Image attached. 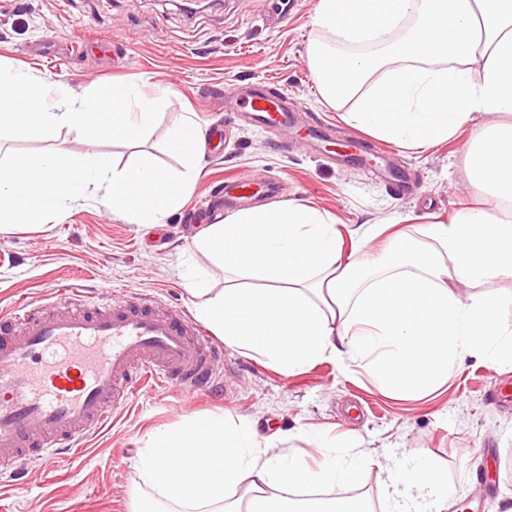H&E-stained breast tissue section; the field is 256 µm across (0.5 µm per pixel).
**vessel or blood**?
I'll return each instance as SVG.
<instances>
[{"mask_svg": "<svg viewBox=\"0 0 512 512\" xmlns=\"http://www.w3.org/2000/svg\"><path fill=\"white\" fill-rule=\"evenodd\" d=\"M257 124L279 130L295 114L257 84L241 96ZM57 301L0 315V474L76 454L134 388L149 380L191 396L216 386L224 355L208 330L152 295L114 301L63 288Z\"/></svg>", "mask_w": 512, "mask_h": 512, "instance_id": "obj_1", "label": "vessel or blood"}]
</instances>
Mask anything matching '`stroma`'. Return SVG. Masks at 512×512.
Returning a JSON list of instances; mask_svg holds the SVG:
<instances>
[{
    "instance_id": "obj_1",
    "label": "stroma",
    "mask_w": 512,
    "mask_h": 512,
    "mask_svg": "<svg viewBox=\"0 0 512 512\" xmlns=\"http://www.w3.org/2000/svg\"><path fill=\"white\" fill-rule=\"evenodd\" d=\"M317 0H299L281 24L270 21V0H217L187 13L175 0H0V59L36 78L93 92L131 83L146 93L170 88L150 129L134 140L90 137L62 129L56 140L17 133L0 137V151L57 150L102 154L118 167L142 153L177 171L164 143L185 119L222 133L207 143L205 169L185 204L160 224H131L92 201L69 204L45 224L0 235V310L22 301H49L61 285H83L115 300L129 293L156 296L193 313L182 274L203 269L214 290L224 272L193 248L203 225L214 223L212 197L234 177L277 181L281 202H298L344 224L400 221L412 227L448 219L475 205L479 192L464 175L471 126L427 151L396 148L413 189L400 192L365 165L338 161L335 151L310 148L301 127L332 124L336 142L357 135L343 106L325 104L306 60L318 39ZM263 82L288 97L299 127L271 133L245 118L239 86ZM217 390L183 396L161 385L138 391L126 409L88 439L79 458L51 472L25 466L0 476V512H133L141 478L136 458L148 434L212 412L252 422L259 435L281 433L307 451L296 434L317 429L364 450L430 459L455 485L451 512H500L512 499V403L491 396L512 392V371L466 359L439 391L419 400L388 396L364 370L326 360L292 375L225 348L215 365Z\"/></svg>"
}]
</instances>
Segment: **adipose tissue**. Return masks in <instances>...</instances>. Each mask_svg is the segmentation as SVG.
<instances>
[{
	"instance_id": "adipose-tissue-1",
	"label": "adipose tissue",
	"mask_w": 512,
	"mask_h": 512,
	"mask_svg": "<svg viewBox=\"0 0 512 512\" xmlns=\"http://www.w3.org/2000/svg\"><path fill=\"white\" fill-rule=\"evenodd\" d=\"M320 40L307 50L321 99L358 98L346 122L400 147L425 150L477 124L464 172L486 206L449 222L397 232L371 261L355 250L384 230L353 228L306 204L235 212L208 225L198 251L238 276L212 292L190 276L196 315L251 357L284 374L324 360L351 364L394 396L441 387L464 357L512 370V323L480 282L512 278V0H318ZM355 45L347 57L339 44ZM155 103L135 86L62 88L0 62V131L38 141L65 128L134 137ZM310 466L275 437L220 415L151 434L137 469L154 499L137 512H364L347 499H300L302 487L374 469L386 512H449L455 491L427 461L398 465L365 451L342 456L319 439Z\"/></svg>"
}]
</instances>
